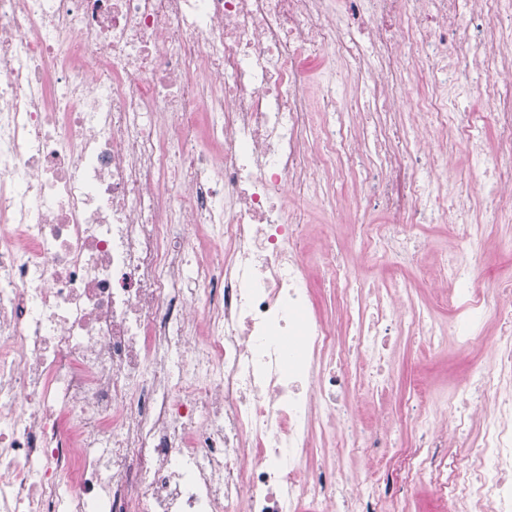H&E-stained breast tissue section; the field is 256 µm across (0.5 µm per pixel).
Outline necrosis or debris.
Instances as JSON below:
<instances>
[{
  "label": "necrosis or debris",
  "instance_id": "4bbe7bcc",
  "mask_svg": "<svg viewBox=\"0 0 512 512\" xmlns=\"http://www.w3.org/2000/svg\"><path fill=\"white\" fill-rule=\"evenodd\" d=\"M328 56L383 111H415L370 148L328 124L327 84L313 126L306 78ZM479 69L489 150L481 113L448 109ZM457 141L496 176L489 213L422 181ZM369 149L361 177L388 221L358 244L389 278L355 288L324 250L340 337L314 310L305 211L284 199ZM486 218L512 222V0H0V512H398L422 480L448 512H512L511 326L492 372L459 383L451 428L421 417L420 390L367 427L348 400L386 395L392 330L445 343L403 301L422 221L453 226L440 300L469 346L490 310L473 286ZM348 450L383 458L355 491Z\"/></svg>",
  "mask_w": 512,
  "mask_h": 512
}]
</instances>
